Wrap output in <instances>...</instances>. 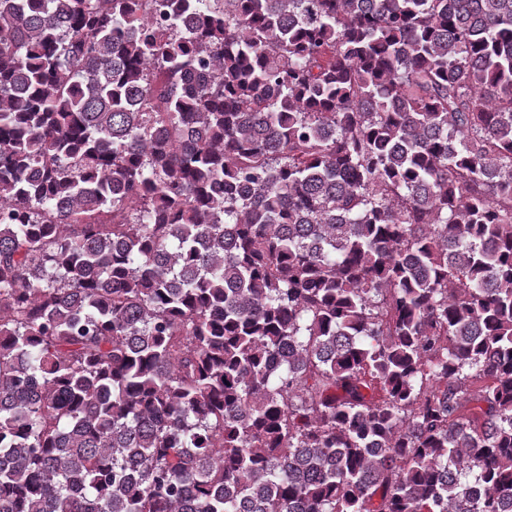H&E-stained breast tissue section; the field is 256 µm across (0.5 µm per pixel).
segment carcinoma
I'll return each mask as SVG.
<instances>
[{
  "mask_svg": "<svg viewBox=\"0 0 512 512\" xmlns=\"http://www.w3.org/2000/svg\"><path fill=\"white\" fill-rule=\"evenodd\" d=\"M0 0V512H512V0Z\"/></svg>",
  "mask_w": 512,
  "mask_h": 512,
  "instance_id": "cac0c4a2",
  "label": "carcinoma"
}]
</instances>
